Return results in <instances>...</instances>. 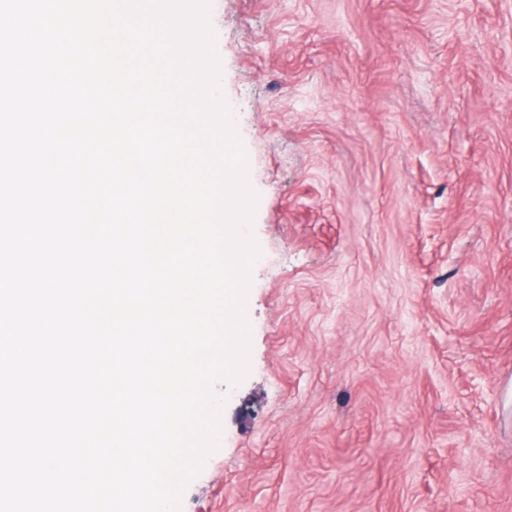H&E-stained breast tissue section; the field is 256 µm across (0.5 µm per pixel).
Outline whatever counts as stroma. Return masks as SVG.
Here are the masks:
<instances>
[{
    "instance_id": "obj_1",
    "label": "stroma",
    "mask_w": 512,
    "mask_h": 512,
    "mask_svg": "<svg viewBox=\"0 0 512 512\" xmlns=\"http://www.w3.org/2000/svg\"><path fill=\"white\" fill-rule=\"evenodd\" d=\"M249 372L182 512H512V0H216Z\"/></svg>"
}]
</instances>
